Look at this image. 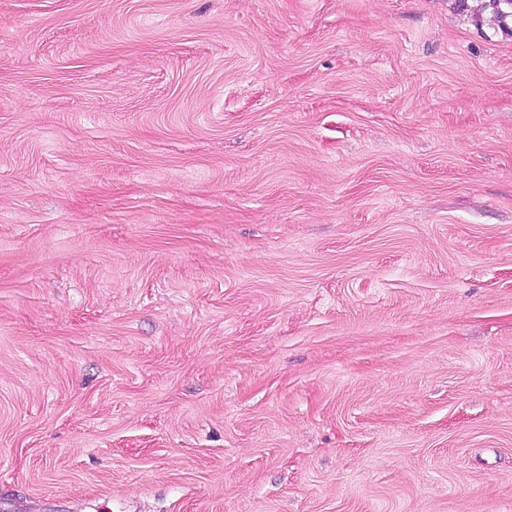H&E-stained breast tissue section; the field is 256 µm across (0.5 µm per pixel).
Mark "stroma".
<instances>
[{
    "label": "stroma",
    "instance_id": "obj_1",
    "mask_svg": "<svg viewBox=\"0 0 512 512\" xmlns=\"http://www.w3.org/2000/svg\"><path fill=\"white\" fill-rule=\"evenodd\" d=\"M468 5L0 0V512H512Z\"/></svg>",
    "mask_w": 512,
    "mask_h": 512
}]
</instances>
